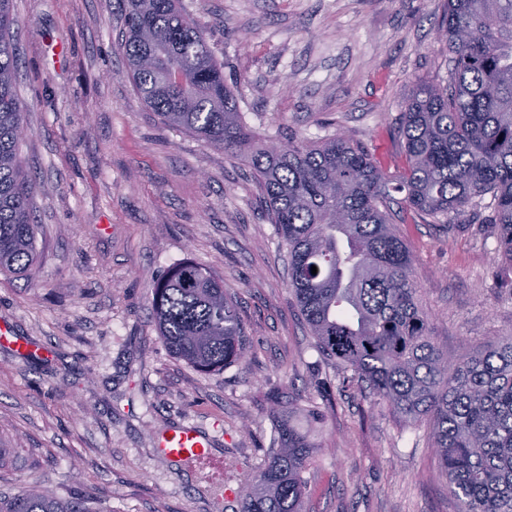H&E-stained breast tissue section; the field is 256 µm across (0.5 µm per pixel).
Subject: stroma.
I'll list each match as a JSON object with an SVG mask.
<instances>
[{
    "instance_id": "obj_1",
    "label": "stroma",
    "mask_w": 512,
    "mask_h": 512,
    "mask_svg": "<svg viewBox=\"0 0 512 512\" xmlns=\"http://www.w3.org/2000/svg\"><path fill=\"white\" fill-rule=\"evenodd\" d=\"M224 64L244 121L268 141L342 132L387 171L417 81L446 82L445 0H183ZM20 157L36 183L41 260L0 273V319L48 351L0 347V493L46 486L93 512H234L215 481L154 446L194 425L241 485L273 447L274 405L314 406L320 448L305 512H456L425 425L405 427L325 360L244 157L169 128L135 93L123 0H14ZM492 196L455 225L398 222L421 302L449 351L512 333V270ZM192 261L224 280L247 359L203 374L172 357L151 282Z\"/></svg>"
}]
</instances>
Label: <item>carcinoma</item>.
Listing matches in <instances>:
<instances>
[{
    "label": "carcinoma",
    "mask_w": 512,
    "mask_h": 512,
    "mask_svg": "<svg viewBox=\"0 0 512 512\" xmlns=\"http://www.w3.org/2000/svg\"><path fill=\"white\" fill-rule=\"evenodd\" d=\"M124 2L121 48L136 94L165 123L249 159L318 351L349 368L398 422L427 423L457 512H512V334L449 354L393 224L408 212L449 223L490 193L498 252L512 267V0H446L448 83L420 81L407 98L394 183L344 135L314 145L261 140L181 0ZM12 4L0 0V272L23 276L41 251L35 183L19 154L26 105L16 90ZM470 27L478 34L465 40ZM151 294L159 336L176 359L209 374L244 357L237 307L209 268L176 265L152 281ZM274 415L275 447L246 483L250 491L237 492L236 512H302L319 444L294 408ZM0 512L92 510L84 498L40 487L0 495Z\"/></svg>",
    "instance_id": "1"
}]
</instances>
